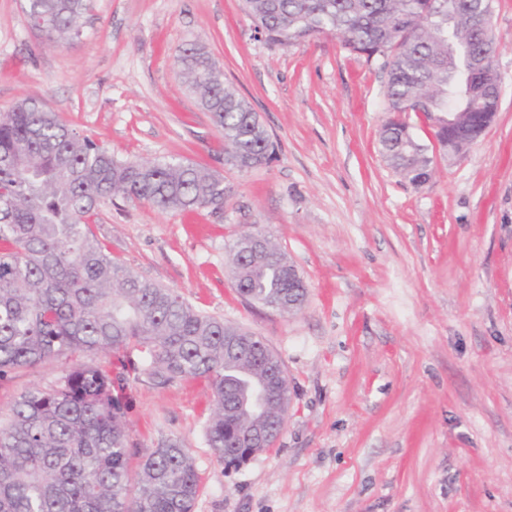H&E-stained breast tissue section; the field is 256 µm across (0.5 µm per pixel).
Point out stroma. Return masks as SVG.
Wrapping results in <instances>:
<instances>
[{"mask_svg": "<svg viewBox=\"0 0 512 512\" xmlns=\"http://www.w3.org/2000/svg\"><path fill=\"white\" fill-rule=\"evenodd\" d=\"M0 0V112L34 98L119 160L190 159L234 187L221 212L101 203L114 259L260 336L290 388L282 436L239 467L212 456L207 381L128 394L129 446L176 442L200 476L194 512H512V0H494L498 111L443 155L420 113L431 175L379 151L387 75L334 35L268 44L240 0H95L80 38L32 30ZM202 45L258 113L268 164L224 165V135L176 56ZM271 236L304 277L296 314L247 304L230 270L242 232ZM61 361L0 382V412L65 375Z\"/></svg>", "mask_w": 512, "mask_h": 512, "instance_id": "1", "label": "stroma"}]
</instances>
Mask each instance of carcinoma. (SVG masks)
<instances>
[{
  "instance_id": "carcinoma-1",
  "label": "carcinoma",
  "mask_w": 512,
  "mask_h": 512,
  "mask_svg": "<svg viewBox=\"0 0 512 512\" xmlns=\"http://www.w3.org/2000/svg\"><path fill=\"white\" fill-rule=\"evenodd\" d=\"M243 0L255 29L274 46L320 34L344 49L381 61L392 117L379 137L396 173L419 184L430 177L427 147L398 115L420 112L448 150V112L461 113L453 136L483 135L477 119H494L498 97L468 95L475 58L494 64L495 41L472 22L492 0ZM94 0H25L37 33L60 44L81 36L76 19ZM180 71L224 132V163L239 170L270 160L272 143L257 112L201 47L178 55ZM456 97L448 109V93ZM233 186L188 161H121L36 100L0 113V381L46 361L103 352L108 364H74L49 389L29 388L0 414V512H193L199 477L179 444L150 449L129 468L126 390L143 374L166 386L206 379L214 409L206 434L219 463L243 448L253 418L246 402L267 372V344L232 360L224 339L242 328L203 313L170 288L141 279L112 258L94 235L98 206L120 197L161 210L223 205ZM238 294L294 314L289 293L303 277L269 238L260 248L240 236L229 250Z\"/></svg>"
}]
</instances>
